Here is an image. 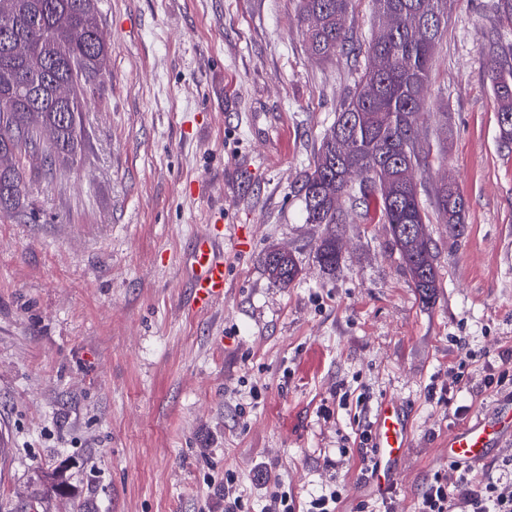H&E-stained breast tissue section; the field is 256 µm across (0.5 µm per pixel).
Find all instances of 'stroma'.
Instances as JSON below:
<instances>
[{
  "label": "stroma",
  "mask_w": 512,
  "mask_h": 512,
  "mask_svg": "<svg viewBox=\"0 0 512 512\" xmlns=\"http://www.w3.org/2000/svg\"><path fill=\"white\" fill-rule=\"evenodd\" d=\"M497 3L455 0L418 119L421 200L445 179L466 202L463 235L429 215L426 304L376 194L340 226L328 272L327 227L307 223L300 191L370 64L371 0H353V41L327 60L307 49L298 0H101L111 57L84 93L82 150L50 178L27 164L19 214H0V512H23L56 470L68 487L45 512H224L228 469L249 512L276 486L302 504L339 483V512H416L452 430L512 399L483 373L512 370V148L481 39L512 47ZM214 224L231 232L227 286L201 311L185 260ZM273 249L299 281L268 276ZM470 350L480 361L454 382ZM342 385L365 406L337 410ZM387 397L411 411V446L382 498L338 448ZM285 252L282 249H278L280 256L273 255L272 251L268 252L263 258V263L269 277L275 283L287 287L299 277L301 269L291 254H282Z\"/></svg>",
  "instance_id": "stroma-1"
}]
</instances>
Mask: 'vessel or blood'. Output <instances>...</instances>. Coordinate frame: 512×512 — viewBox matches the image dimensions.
I'll return each mask as SVG.
<instances>
[{
    "instance_id": "1",
    "label": "vessel or blood",
    "mask_w": 512,
    "mask_h": 512,
    "mask_svg": "<svg viewBox=\"0 0 512 512\" xmlns=\"http://www.w3.org/2000/svg\"><path fill=\"white\" fill-rule=\"evenodd\" d=\"M191 288L198 308L208 309L223 301L227 284L224 236L220 228L196 237L191 254ZM409 414L405 404L384 399L375 419L372 481L378 494H387L391 476L408 446ZM512 445V404L479 412L474 420L457 428L448 438V457L475 466L484 464L494 451Z\"/></svg>"
}]
</instances>
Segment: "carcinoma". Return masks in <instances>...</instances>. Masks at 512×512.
Segmentation results:
<instances>
[{"label": "carcinoma", "instance_id": "carcinoma-1", "mask_svg": "<svg viewBox=\"0 0 512 512\" xmlns=\"http://www.w3.org/2000/svg\"><path fill=\"white\" fill-rule=\"evenodd\" d=\"M352 0H300V21L308 50L327 59L348 46ZM378 15L394 14L396 28L369 46L371 64L343 104L336 122L324 134L311 171L302 180L309 224L345 223L346 203L357 204L352 176L378 189L381 213L407 273L423 299L438 285L435 245L429 216L409 185L415 170L428 165L416 118L423 111L435 50L448 27L453 0H372ZM8 23L26 53L15 55L0 40V212L18 210L28 183L21 143L36 141L52 127L55 138L41 144L47 174L75 160L82 142L83 105L78 91L107 70L109 50L101 33L98 0H0V24ZM483 52L504 144H512V59L500 47L497 33L483 35ZM41 90L39 105L29 104L24 81ZM69 85L70 101L55 96ZM430 205L452 233H460L465 206L444 183L435 188ZM338 238H325L318 259L327 270L340 258ZM269 277L286 287L301 269L290 254H265Z\"/></svg>", "mask_w": 512, "mask_h": 512}]
</instances>
